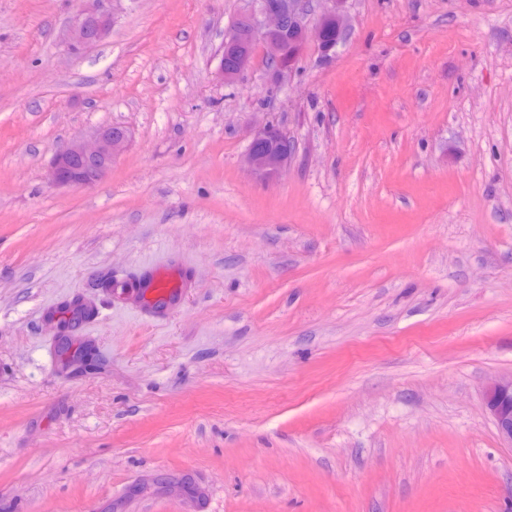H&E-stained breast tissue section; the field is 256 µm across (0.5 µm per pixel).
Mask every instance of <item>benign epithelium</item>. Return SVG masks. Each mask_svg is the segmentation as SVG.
<instances>
[{
  "label": "benign epithelium",
  "mask_w": 512,
  "mask_h": 512,
  "mask_svg": "<svg viewBox=\"0 0 512 512\" xmlns=\"http://www.w3.org/2000/svg\"><path fill=\"white\" fill-rule=\"evenodd\" d=\"M71 33L70 46L78 51L101 42L112 29V14L101 8L102 0H86ZM258 9L242 15L224 35L218 75L235 81L251 63L254 48L262 46L271 63L273 80L293 73L302 61L309 42L318 44L325 56L338 42L325 38L326 27L334 23L341 33L348 28L346 0H318L323 7L311 16L308 0H253ZM128 131L107 126L89 139L79 138L58 152L50 166L51 181L59 186H86L98 182L111 169L112 161L127 146ZM293 144L280 128L270 123L256 125L244 156V163L255 177L276 178L292 156ZM484 402L500 437L512 446V375L492 381Z\"/></svg>",
  "instance_id": "7a95c632"
}]
</instances>
